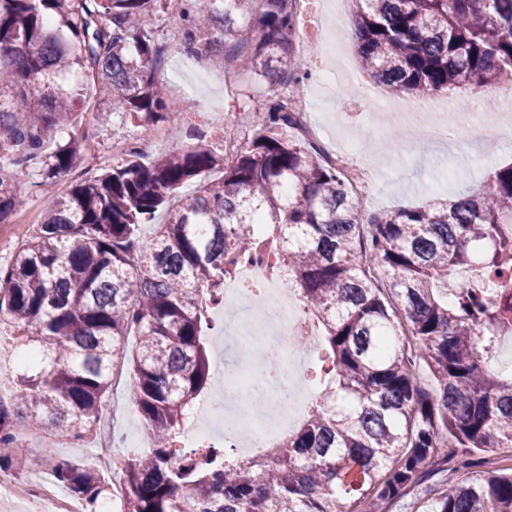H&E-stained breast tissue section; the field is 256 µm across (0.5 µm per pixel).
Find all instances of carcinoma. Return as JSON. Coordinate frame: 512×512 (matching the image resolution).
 Listing matches in <instances>:
<instances>
[{
    "label": "carcinoma",
    "instance_id": "1",
    "mask_svg": "<svg viewBox=\"0 0 512 512\" xmlns=\"http://www.w3.org/2000/svg\"><path fill=\"white\" fill-rule=\"evenodd\" d=\"M157 2L0 0L1 225L21 217L16 185L31 166L46 189L82 161L74 116L88 83L136 128L171 119L144 28ZM167 7L184 53L302 90L292 0ZM353 26L363 70L396 95L512 80V0H360ZM301 125L275 98L230 164L203 136L149 164L133 146L94 179L45 192L38 233L0 265V335L45 356L10 376L11 394L0 386V445L25 418L76 440L96 434L112 367L126 360L148 447L120 457L123 512H344L349 497L381 512L461 453L512 449V376L480 347L512 337V165L452 203L367 216L313 144L280 134ZM190 181L195 195L171 206ZM163 209L166 223H153ZM247 259L274 275L288 266L322 324L318 397L266 456L206 448L177 463L181 423L213 385L208 304ZM476 261L501 287L449 295V273ZM27 459L88 507L107 491L96 468L48 447L0 454V470ZM426 512H512V472L468 471Z\"/></svg>",
    "mask_w": 512,
    "mask_h": 512
}]
</instances>
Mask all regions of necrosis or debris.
<instances>
[{"label": "necrosis or debris", "mask_w": 512, "mask_h": 512, "mask_svg": "<svg viewBox=\"0 0 512 512\" xmlns=\"http://www.w3.org/2000/svg\"><path fill=\"white\" fill-rule=\"evenodd\" d=\"M329 158L348 181L353 197L368 200L374 185L372 169L353 151L333 152ZM244 296L249 309L239 318L234 336L244 360L225 370L217 390L203 398L183 423L177 439L182 453L210 448L217 442L237 457L275 447L317 396V384L307 381L299 367L293 340L302 337L309 347H316L320 328L305 316L288 284L287 271L273 276L264 263L240 265L224 282L225 307L236 305ZM115 460L116 443L106 422L89 462L112 474V512H122L124 486L116 475ZM0 497L25 501L31 512H80L77 503L43 474L24 478L16 471L1 470Z\"/></svg>", "instance_id": "1"}]
</instances>
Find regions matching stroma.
Segmentation results:
<instances>
[{"instance_id": "obj_1", "label": "stroma", "mask_w": 512, "mask_h": 512, "mask_svg": "<svg viewBox=\"0 0 512 512\" xmlns=\"http://www.w3.org/2000/svg\"><path fill=\"white\" fill-rule=\"evenodd\" d=\"M147 28L162 48L157 77L166 88L168 100L181 104L182 109L177 120L169 124L173 138L142 151L143 162L186 148L196 132L204 133L208 142L218 147L230 134L250 139L253 127L241 124L237 115L245 110L263 113L266 102L276 95V84L249 75L240 80L235 95H228L221 71L211 68L204 59L183 53L181 25L171 11L156 10ZM336 37L344 47L349 72L344 82L321 89L319 117L327 136L351 144L372 164L375 190L368 203L369 212L413 209L437 195L450 200L462 190L482 191L494 168L512 162V145L499 138L495 122L496 115L512 108V85L489 84L472 93H442V100L450 104L470 101L475 95L480 97L479 113L471 118L479 133L471 135L466 127L457 125L453 111L439 113L438 121L446 124L451 134L443 140H429L427 151L420 153L414 148V131L419 126L414 110L420 105L419 99L403 96L410 113L383 111L382 104L390 100V93L376 91L374 84L361 76L359 58L345 28H338ZM190 99L195 102L194 108H185V101ZM112 109V97L105 89L90 90L84 98L77 114L82 130L87 133L83 163L58 178V191H66L72 184L99 176L121 163L123 156L115 152V145L138 142L139 129L127 125L121 117H114L104 126L96 124L97 113ZM33 182V176L21 177L17 192L24 201V213L19 223L0 228L1 265L11 262L16 250L41 221V198ZM460 476L457 470L437 473L397 499L386 512H420L435 490L452 487Z\"/></svg>"}]
</instances>
